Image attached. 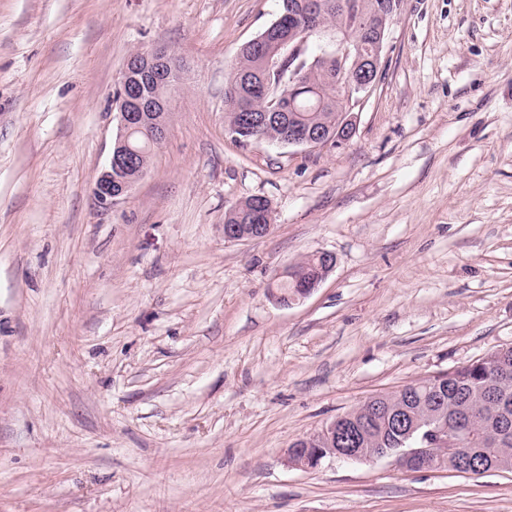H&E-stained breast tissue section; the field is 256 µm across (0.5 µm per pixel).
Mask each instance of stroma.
<instances>
[{
	"label": "stroma",
	"instance_id": "1",
	"mask_svg": "<svg viewBox=\"0 0 512 512\" xmlns=\"http://www.w3.org/2000/svg\"><path fill=\"white\" fill-rule=\"evenodd\" d=\"M281 0H0V512H512V473L285 462L368 398L512 346V0H402L343 148L247 146L227 73ZM166 135L93 187L128 56ZM271 232L224 240V212ZM336 265L292 305L277 275ZM138 52L145 55L163 56L162 62L166 63L169 61L171 68L178 70L180 74V66L177 63L175 54L169 51V49H151ZM131 56L127 58L121 71L122 74L127 71V65ZM171 68L164 64L154 62V59L151 57L146 58L137 54L131 58L129 70L123 75V81L122 76H120L114 96L116 100L118 99V105H120L118 112L120 120L119 134L113 145V154H111L108 166L97 178L93 190L96 201L101 207H111L112 204L127 193L132 184L135 183H117L116 187H113L112 173L113 177L118 180L127 179L129 181H134L148 169L155 148H148L144 135L140 132L132 133L128 139V150L131 151L132 154H135L137 159L131 166L119 167L118 170L112 168L113 165L117 167L127 159L125 150H122V147L126 145L127 137L130 132L139 127L143 121V112L162 113L161 117H159L155 122L156 125L154 131L155 136L157 138H161V141L163 140L166 129L165 119L169 106V98L167 96L169 86L163 89L164 112H162V98L160 93L164 80L171 75ZM133 78H137L139 80L140 86L139 90L141 93L142 108L139 109L138 112H136V110L140 107V103L137 89L134 86H129L125 89L122 88L121 94L118 97V91L119 88L122 87V83H125L126 80L132 81Z\"/></svg>",
	"mask_w": 512,
	"mask_h": 512
}]
</instances>
